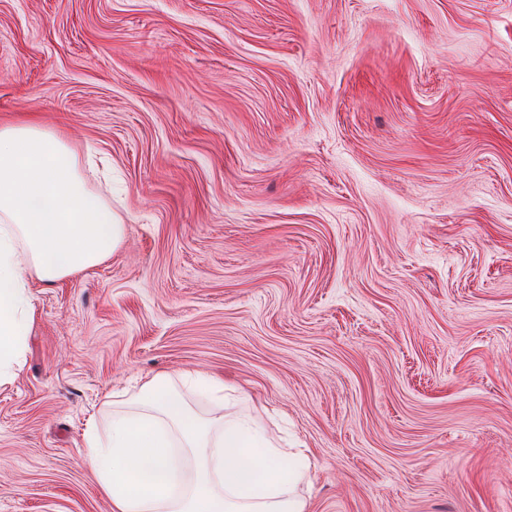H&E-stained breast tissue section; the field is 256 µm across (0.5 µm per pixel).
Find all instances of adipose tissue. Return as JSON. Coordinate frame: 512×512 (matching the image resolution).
<instances>
[{"instance_id":"1","label":"adipose tissue","mask_w":512,"mask_h":512,"mask_svg":"<svg viewBox=\"0 0 512 512\" xmlns=\"http://www.w3.org/2000/svg\"><path fill=\"white\" fill-rule=\"evenodd\" d=\"M124 226L89 190L62 136L35 123L0 125V382L20 366L33 314L30 279L55 281L96 266ZM134 411L106 433L89 424L86 464L112 512H308L299 494L310 456L282 448L250 417H191L153 378Z\"/></svg>"}]
</instances>
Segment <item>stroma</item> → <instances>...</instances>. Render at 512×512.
Returning <instances> with one entry per match:
<instances>
[{
	"label": "stroma",
	"mask_w": 512,
	"mask_h": 512,
	"mask_svg": "<svg viewBox=\"0 0 512 512\" xmlns=\"http://www.w3.org/2000/svg\"><path fill=\"white\" fill-rule=\"evenodd\" d=\"M124 225L32 281L0 512H112L88 422L202 372L309 512H512V0H0V125Z\"/></svg>",
	"instance_id": "35a3bbf8"
}]
</instances>
